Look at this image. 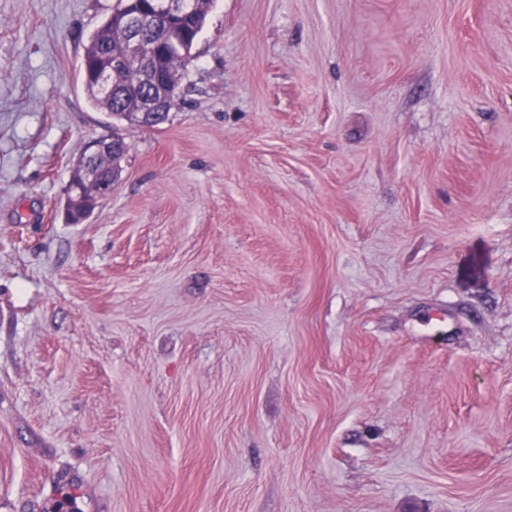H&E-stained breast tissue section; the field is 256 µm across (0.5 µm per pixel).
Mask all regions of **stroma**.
I'll use <instances>...</instances> for the list:
<instances>
[{"mask_svg": "<svg viewBox=\"0 0 512 512\" xmlns=\"http://www.w3.org/2000/svg\"><path fill=\"white\" fill-rule=\"evenodd\" d=\"M115 3L0 0V512H512V0H215L155 127ZM110 148H112V152L106 155H100L93 159V168L94 173H98L99 176L104 174H112V162L114 161V158L112 159V153L119 150L125 151L128 148L125 139L115 133H113L111 137L91 143L86 148L84 155L78 162L77 166L82 169H86L91 162L92 157L100 153H104Z\"/></svg>", "mask_w": 512, "mask_h": 512, "instance_id": "35a3bbf8", "label": "stroma"}]
</instances>
